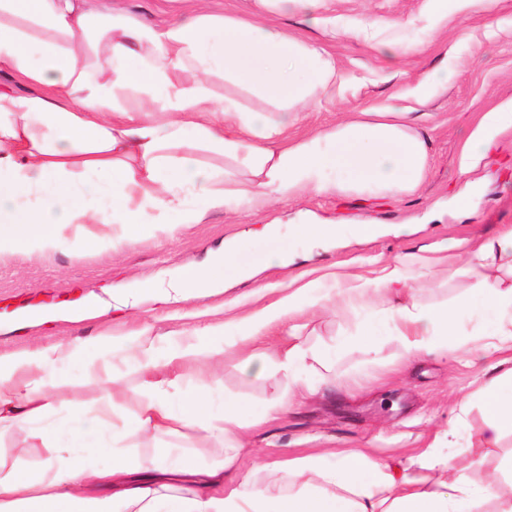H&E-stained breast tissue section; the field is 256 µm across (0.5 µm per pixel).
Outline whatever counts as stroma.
I'll return each instance as SVG.
<instances>
[{"label":"stroma","mask_w":512,"mask_h":512,"mask_svg":"<svg viewBox=\"0 0 512 512\" xmlns=\"http://www.w3.org/2000/svg\"><path fill=\"white\" fill-rule=\"evenodd\" d=\"M318 16L350 35L333 36L310 25L304 13L277 16V23L298 37L326 43L344 79L337 92L321 97L302 112L299 132L313 133L335 125L348 113L379 109L435 70L451 68L447 90L423 107L417 126L428 141L429 174L410 197L336 198L308 192L259 212L234 216L210 213L204 223L177 225L172 236H159L133 247L90 253L63 250L43 255H0V353L64 343L109 329L125 335L145 325L154 333L176 338L208 324L227 320L224 304L236 303L237 314L262 308L284 294L285 285L301 273L333 271L351 279L374 278L396 259L411 254L444 258L435 278L411 281L424 304L463 298L470 279L458 275L468 256L449 249L453 240L495 237L512 225V128L498 137L497 156L480 160L470 178L459 176L461 147L480 115L491 105L512 99V0H488L463 11L458 0H321ZM399 40L409 51L386 58L383 44ZM467 191L468 214L458 215L452 198ZM355 224L379 225L380 233L361 239L345 232L322 242L289 235L287 223L297 216ZM274 223L273 234L258 229ZM409 232H399V225ZM236 247L237 274L214 296L157 302L153 285L168 282L179 268L209 259L223 245ZM283 261L268 265L270 254ZM109 305L107 314L79 323L55 321L27 325L25 311L64 307L88 295ZM134 296L136 307L112 308V300ZM366 314L308 310L294 319L297 343L309 352L312 379L320 390L278 414L268 407L285 388L282 373L255 374L252 355L271 353L288 343L282 329L266 330L257 340L227 350L216 362L219 397L239 405L247 445L237 469L252 475L260 487L272 486L276 474L258 470L260 461L317 454L346 448L370 449L374 460L400 459L418 472L417 457L446 435L445 451L458 475L482 481L501 459L512 456V430L499 443L484 447V420L477 403L462 405L485 381L503 374L499 354L473 361L440 352L407 361L399 342L382 339L378 353L359 341ZM59 411L94 412L106 395L102 378L81 368H67L52 389ZM48 455L30 431L0 434V464L38 469Z\"/></svg>","instance_id":"35a3bbf8"}]
</instances>
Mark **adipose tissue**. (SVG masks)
I'll list each match as a JSON object with an SVG mask.
<instances>
[{
	"instance_id": "1",
	"label": "adipose tissue",
	"mask_w": 512,
	"mask_h": 512,
	"mask_svg": "<svg viewBox=\"0 0 512 512\" xmlns=\"http://www.w3.org/2000/svg\"><path fill=\"white\" fill-rule=\"evenodd\" d=\"M319 0H256L247 19L215 15L204 6L176 13L157 26L119 0H0V71L18 75L26 91L0 87V254L34 255L77 247L101 251L172 232L171 214L198 224L212 211L266 209L307 191L348 196H411L428 173V143L409 108L392 103L306 137L290 133L300 112L336 84V60L325 46L266 21L293 7L315 10ZM263 99L245 107L232 95L216 97L214 79ZM512 127V99L487 110L464 143L465 159H482L498 133ZM201 147L233 159L249 178L191 153ZM116 224L119 238L90 232ZM464 272L471 285L453 304L424 305L407 284L422 275L415 261H396L385 275L347 288L363 306L387 300L384 318L405 359L430 348L481 357L512 352V277L500 261L512 256V225L469 248ZM234 264L233 251L204 266H187L167 285L161 302L218 293ZM316 284L298 288L235 322L209 325L180 337L165 360L156 357L150 329L131 337L100 333L67 344L0 353V434L38 427L52 454L35 472L0 473V512H264L263 491L235 464L242 448L236 402L211 412L206 379L172 393V380L147 382L133 409L115 391L94 416L49 421L48 373L79 365L108 372L116 359L144 371L192 361L208 366L226 348L285 324L306 306L335 304ZM307 354L297 344L252 361L255 373L281 371L286 391L271 404L281 412L302 385ZM485 419L482 443L495 447L512 429V374L491 378L476 394ZM194 436L193 459L156 449L128 454L137 437ZM110 439L108 466L86 451ZM425 475L398 461L377 462L363 450L268 462L280 475L276 512H479L491 484L455 473L437 449L420 455Z\"/></svg>"
}]
</instances>
